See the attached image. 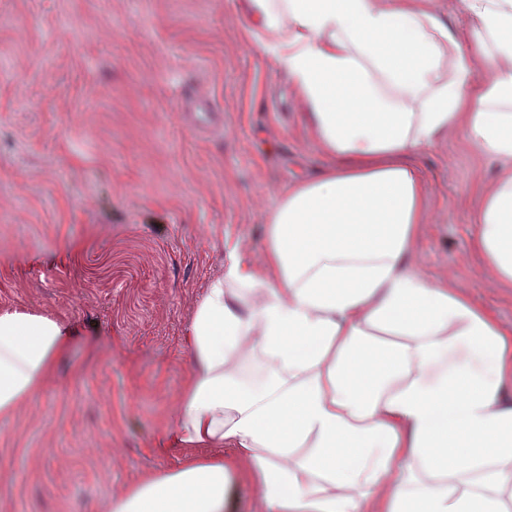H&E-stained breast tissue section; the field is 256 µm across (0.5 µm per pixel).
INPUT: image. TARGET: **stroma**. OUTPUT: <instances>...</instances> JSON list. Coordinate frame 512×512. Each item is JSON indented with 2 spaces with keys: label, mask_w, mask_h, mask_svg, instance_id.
<instances>
[{
  "label": "stroma",
  "mask_w": 512,
  "mask_h": 512,
  "mask_svg": "<svg viewBox=\"0 0 512 512\" xmlns=\"http://www.w3.org/2000/svg\"><path fill=\"white\" fill-rule=\"evenodd\" d=\"M234 0H0V308L72 331L51 376L0 419V512H104L170 438L193 310L228 250L320 158L288 79L242 43ZM195 82L222 113L195 126ZM436 220L419 265L512 321L471 245L473 160H419Z\"/></svg>",
  "instance_id": "obj_1"
}]
</instances>
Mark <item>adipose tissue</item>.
Returning a JSON list of instances; mask_svg holds the SVG:
<instances>
[{"instance_id":"obj_1","label":"adipose tissue","mask_w":512,"mask_h":512,"mask_svg":"<svg viewBox=\"0 0 512 512\" xmlns=\"http://www.w3.org/2000/svg\"><path fill=\"white\" fill-rule=\"evenodd\" d=\"M242 3L322 164L266 213L262 260L231 250L195 306L189 455L107 512H226L241 475L263 512H512V323L415 263V160L459 134L495 164L467 190L472 244L512 290V0H461L465 37L433 0ZM67 350L57 318L0 309V418Z\"/></svg>"}]
</instances>
